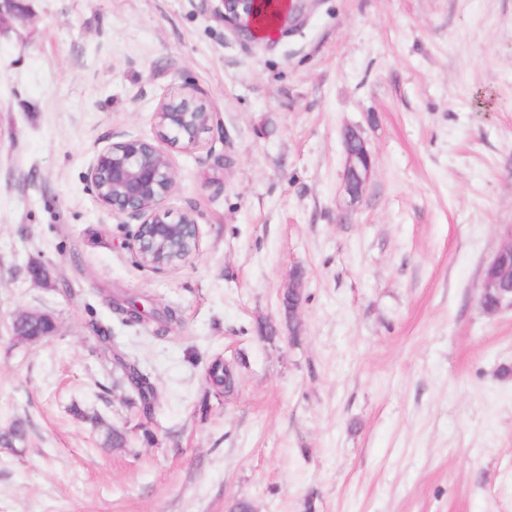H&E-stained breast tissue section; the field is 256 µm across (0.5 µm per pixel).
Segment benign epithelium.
<instances>
[{"label":"benign epithelium","instance_id":"7a95c632","mask_svg":"<svg viewBox=\"0 0 512 512\" xmlns=\"http://www.w3.org/2000/svg\"><path fill=\"white\" fill-rule=\"evenodd\" d=\"M216 12L224 26L249 41L264 18L283 35L301 26L316 0H217ZM159 139L186 150L197 148L210 129L212 112L193 93L171 91L153 113ZM343 188L353 199L361 197L371 172L366 142L355 129L344 135ZM88 178L99 203L117 216L139 221L132 248L140 262L154 270L176 268L193 257L199 247V227L193 214L179 216L166 206L175 189V172L169 154L156 142L129 137L112 142L92 157ZM495 303H485L487 296ZM479 305L488 313L512 309V237L482 271Z\"/></svg>","mask_w":512,"mask_h":512}]
</instances>
